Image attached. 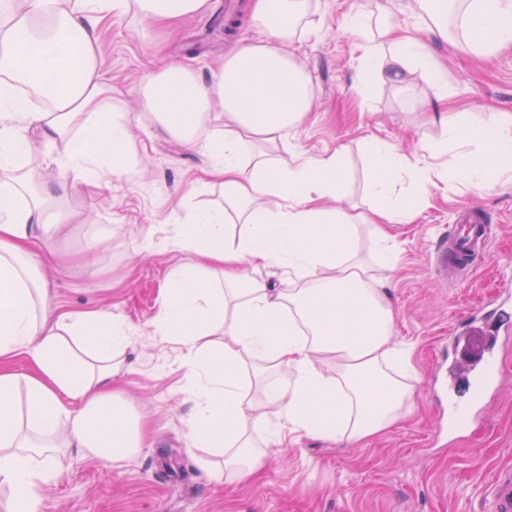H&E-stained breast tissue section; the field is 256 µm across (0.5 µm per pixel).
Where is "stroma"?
I'll list each match as a JSON object with an SVG mask.
<instances>
[{
    "label": "stroma",
    "mask_w": 512,
    "mask_h": 512,
    "mask_svg": "<svg viewBox=\"0 0 512 512\" xmlns=\"http://www.w3.org/2000/svg\"><path fill=\"white\" fill-rule=\"evenodd\" d=\"M379 5L394 23L412 20L411 0H310L322 28L291 47L310 74L313 103L305 120L289 130L288 147L313 159L342 152L348 197L362 206L370 141H388L411 156L419 143L439 135L430 121L435 90L424 76L414 75L406 88L379 78L366 89L359 83L360 47L379 35L374 29L347 34L342 20ZM143 25L131 11L99 26L102 66L123 94L137 165L107 176L95 193L78 185L54 202L50 210L62 231L29 261L42 268L51 252L65 260L66 271L49 278L48 303L57 313L115 312L133 329L116 382L145 418L148 440L136 455L110 465L62 453L61 476L42 489L43 512H488V482L512 468V337L502 350L497 397L456 441L446 435L448 420L434 386L439 350L462 319L512 290V193L476 203L457 180L432 189L429 203L410 222L393 223L401 249L396 269L380 265L366 229L358 231L361 255L396 309L397 338L414 347L412 413L363 448L305 439L272 447L259 480L228 488L210 478L206 451L188 436L194 402L184 390V350L153 336L152 322L171 271L194 261L173 244L177 225L221 201L222 190L205 182L207 157L171 138L143 109L141 85L167 63L210 74L254 30L245 15L234 32H225L224 0H209L207 10L154 40L142 37ZM431 47L453 90L449 111L512 114V49L482 61L451 44L435 41ZM54 156L52 146L32 137L19 172H1L0 182L17 174L38 187L54 182ZM469 206L493 226L490 255L440 285L429 255L456 210Z\"/></svg>",
    "instance_id": "35a3bbf8"
}]
</instances>
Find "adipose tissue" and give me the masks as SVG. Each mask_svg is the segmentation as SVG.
<instances>
[{
  "mask_svg": "<svg viewBox=\"0 0 512 512\" xmlns=\"http://www.w3.org/2000/svg\"><path fill=\"white\" fill-rule=\"evenodd\" d=\"M208 0H6L0 6V169L14 167L31 132L56 148L59 177L31 196L0 186V486L8 512H40L41 484L57 475L61 449L75 448L106 463L135 455L145 442L139 413L112 381L124 366L130 330L119 315H54L47 280L27 261L54 233L47 203L78 183L97 187L127 169L131 135L116 91L102 69L97 24L128 9L155 26H173L202 12ZM423 26H397L386 12L347 14L344 31L371 24L381 40L362 47L359 78L380 77L404 87L425 76L440 104L448 75L429 39H458L490 58L512 45V0H417ZM257 36L240 42L217 70L202 77L171 63L141 88L144 106L177 141L202 147L224 203L195 214L176 230V248L198 261L170 276L169 293L153 323L155 335L186 350V391L195 402L188 422L195 444L213 456L216 482H242L263 468L267 454L254 439L275 442L320 437L366 445L414 407L412 349L396 338V314L379 280L359 259L361 225L388 268L399 247L389 232L426 201L431 187L453 178L475 200L512 191V141L503 136L512 115L439 113L435 140L414 157L393 144L368 146V213L346 196L342 153L290 162L259 154L242 161V134L283 144L311 107L310 77L290 47L298 33L321 23L309 0H252ZM49 13L52 30L36 18ZM46 96L41 108L23 94ZM221 112L224 131L201 138L203 116ZM79 128L81 139L70 136ZM236 224L239 238L224 227ZM250 258V269L241 266ZM287 269L298 288L275 294L261 271ZM24 357L26 373L8 361ZM287 377H279L280 369ZM261 400L250 399L247 385Z\"/></svg>",
  "mask_w": 512,
  "mask_h": 512,
  "instance_id": "ef3b65f1",
  "label": "adipose tissue"
}]
</instances>
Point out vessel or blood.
<instances>
[{"instance_id": "obj_1", "label": "vessel or blood", "mask_w": 512, "mask_h": 512, "mask_svg": "<svg viewBox=\"0 0 512 512\" xmlns=\"http://www.w3.org/2000/svg\"><path fill=\"white\" fill-rule=\"evenodd\" d=\"M490 226L479 212H460L448 234L438 242L430 261L431 272L447 279L449 270L464 271L489 255ZM512 327V307L501 303L452 339L455 356L448 365L447 384L458 397L481 400L502 371L499 335ZM490 512H512V468L500 470L487 488Z\"/></svg>"}]
</instances>
